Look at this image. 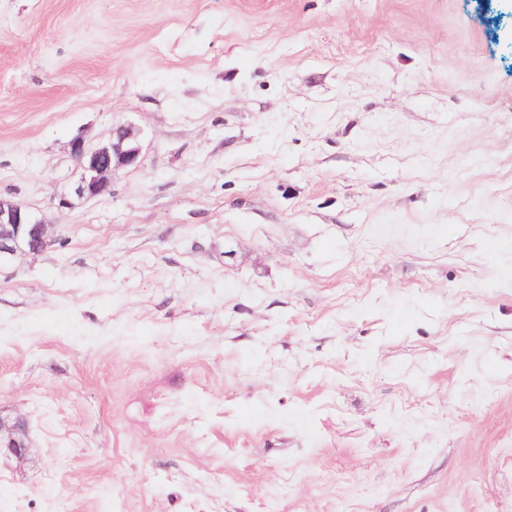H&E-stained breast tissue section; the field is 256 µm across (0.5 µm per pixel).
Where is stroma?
<instances>
[{
	"instance_id": "1",
	"label": "stroma",
	"mask_w": 512,
	"mask_h": 512,
	"mask_svg": "<svg viewBox=\"0 0 512 512\" xmlns=\"http://www.w3.org/2000/svg\"><path fill=\"white\" fill-rule=\"evenodd\" d=\"M0 198V512H512V0H0ZM70 149L81 170L73 193L85 199L105 190L115 168L137 165L141 157L140 145L125 126L112 128L108 140L96 145L88 143L83 136H76L70 142ZM51 243L42 218L18 202L0 198V262L17 252L40 253ZM0 447L8 448L16 458H25L30 449L28 431L23 421L11 425L0 423Z\"/></svg>"
}]
</instances>
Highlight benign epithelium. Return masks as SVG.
<instances>
[{
	"mask_svg": "<svg viewBox=\"0 0 512 512\" xmlns=\"http://www.w3.org/2000/svg\"><path fill=\"white\" fill-rule=\"evenodd\" d=\"M70 149L81 170L73 193L85 199L105 190L115 168L136 165L141 157L140 145L125 126L113 128L108 140L96 145L76 136ZM51 243L49 227L43 219L18 202L0 198V262L18 252L40 253ZM0 447L9 449L19 459L25 458L30 449L26 424L0 423Z\"/></svg>",
	"mask_w": 512,
	"mask_h": 512,
	"instance_id": "obj_1",
	"label": "benign epithelium"
}]
</instances>
